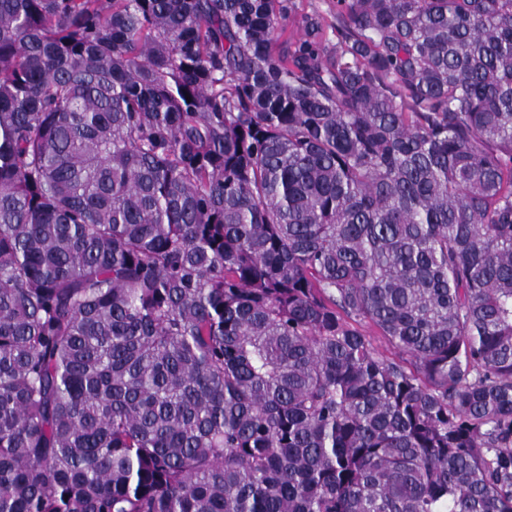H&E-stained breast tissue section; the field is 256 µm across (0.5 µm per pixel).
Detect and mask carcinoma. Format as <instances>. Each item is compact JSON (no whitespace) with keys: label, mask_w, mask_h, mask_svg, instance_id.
Wrapping results in <instances>:
<instances>
[{"label":"carcinoma","mask_w":512,"mask_h":512,"mask_svg":"<svg viewBox=\"0 0 512 512\" xmlns=\"http://www.w3.org/2000/svg\"><path fill=\"white\" fill-rule=\"evenodd\" d=\"M295 7L0 0V512H512V0ZM297 6V15L288 19V35L289 33L298 37L301 34V28L298 24L300 15L312 14L313 12L318 13L321 18L323 25L329 35L332 38V27L336 25V8L334 1L336 0H295Z\"/></svg>","instance_id":"carcinoma-1"}]
</instances>
